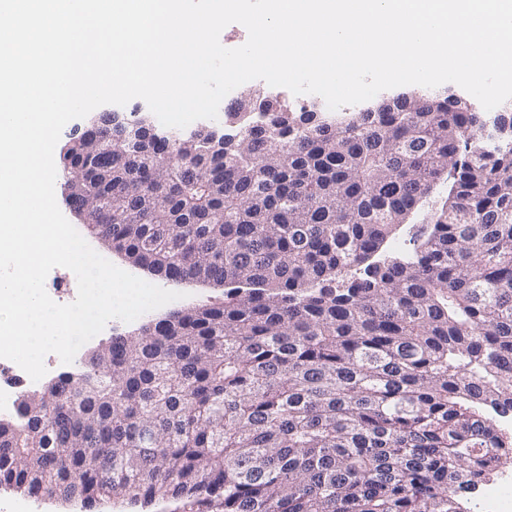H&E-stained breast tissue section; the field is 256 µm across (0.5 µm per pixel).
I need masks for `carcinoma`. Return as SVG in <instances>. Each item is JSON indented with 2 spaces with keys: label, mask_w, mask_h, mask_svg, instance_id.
<instances>
[{
  "label": "carcinoma",
  "mask_w": 512,
  "mask_h": 512,
  "mask_svg": "<svg viewBox=\"0 0 512 512\" xmlns=\"http://www.w3.org/2000/svg\"><path fill=\"white\" fill-rule=\"evenodd\" d=\"M270 115L262 125L244 111ZM235 143H115L97 175L107 247L224 304L113 336L0 419V486L91 509L464 512L512 465V139L481 150L474 102L425 88L317 118L261 91ZM84 143L69 139L64 171ZM446 171L417 261L370 257ZM95 512H191L189 506L180 501H160L151 504H127L120 499L102 501L94 509Z\"/></svg>",
  "instance_id": "carcinoma-1"
}]
</instances>
